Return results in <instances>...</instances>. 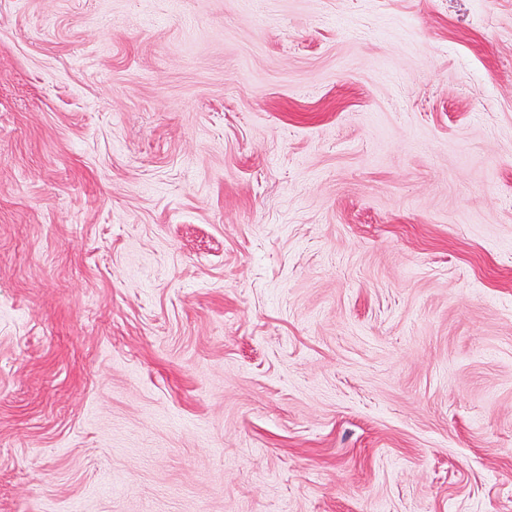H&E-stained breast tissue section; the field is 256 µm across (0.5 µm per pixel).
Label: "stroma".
<instances>
[{
	"mask_svg": "<svg viewBox=\"0 0 512 512\" xmlns=\"http://www.w3.org/2000/svg\"><path fill=\"white\" fill-rule=\"evenodd\" d=\"M0 512H512V0H0Z\"/></svg>",
	"mask_w": 512,
	"mask_h": 512,
	"instance_id": "obj_1",
	"label": "stroma"
}]
</instances>
